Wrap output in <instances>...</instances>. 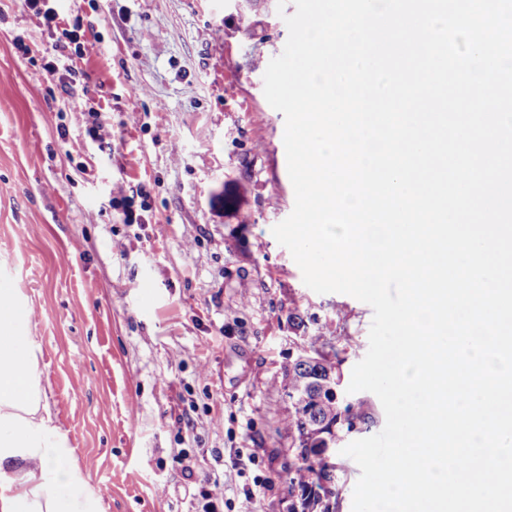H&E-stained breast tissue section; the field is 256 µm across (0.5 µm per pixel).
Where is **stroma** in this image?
I'll list each match as a JSON object with an SVG mask.
<instances>
[{
	"instance_id": "obj_1",
	"label": "stroma",
	"mask_w": 512,
	"mask_h": 512,
	"mask_svg": "<svg viewBox=\"0 0 512 512\" xmlns=\"http://www.w3.org/2000/svg\"><path fill=\"white\" fill-rule=\"evenodd\" d=\"M52 5L49 24L0 0V274L38 314L56 423L104 512H202L216 484L217 512L248 491L289 512L288 400L269 379L316 330L352 337L351 375L373 318L308 288L272 234L295 193L263 75L293 0Z\"/></svg>"
}]
</instances>
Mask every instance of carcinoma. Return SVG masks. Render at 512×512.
Returning <instances> with one entry per match:
<instances>
[{"label": "carcinoma", "mask_w": 512, "mask_h": 512, "mask_svg": "<svg viewBox=\"0 0 512 512\" xmlns=\"http://www.w3.org/2000/svg\"><path fill=\"white\" fill-rule=\"evenodd\" d=\"M334 340L319 331L303 337L296 356L288 360L280 377L272 379V385L288 391V413L281 426L288 435V453L297 460L288 471L290 491L297 498L290 512H337L339 465L332 456L323 466L317 456L373 421L368 401L344 405L332 393L340 387L343 362Z\"/></svg>", "instance_id": "cac0c4a2"}]
</instances>
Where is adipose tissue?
<instances>
[{
	"instance_id": "obj_1",
	"label": "adipose tissue",
	"mask_w": 512,
	"mask_h": 512,
	"mask_svg": "<svg viewBox=\"0 0 512 512\" xmlns=\"http://www.w3.org/2000/svg\"><path fill=\"white\" fill-rule=\"evenodd\" d=\"M31 308L0 275V512H103L102 496L56 425Z\"/></svg>"
}]
</instances>
